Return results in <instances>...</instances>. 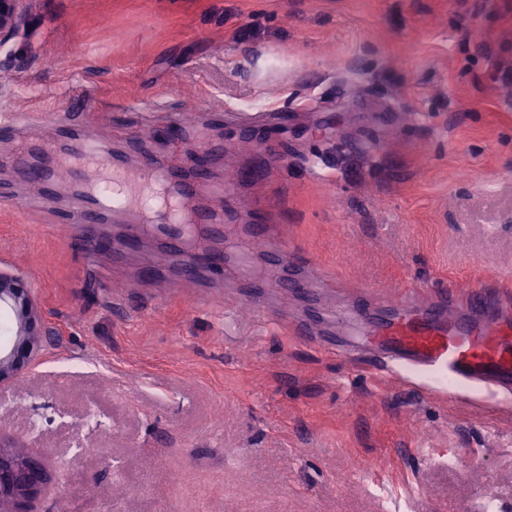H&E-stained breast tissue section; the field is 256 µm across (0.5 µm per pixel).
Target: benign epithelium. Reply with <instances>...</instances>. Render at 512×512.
I'll return each instance as SVG.
<instances>
[{
	"label": "benign epithelium",
	"mask_w": 512,
	"mask_h": 512,
	"mask_svg": "<svg viewBox=\"0 0 512 512\" xmlns=\"http://www.w3.org/2000/svg\"><path fill=\"white\" fill-rule=\"evenodd\" d=\"M33 0H0V48L28 24ZM0 315L9 326L0 339V386L39 360L40 337L49 335L39 301L25 277L0 268ZM46 481L44 464L0 439V512H24L22 501Z\"/></svg>",
	"instance_id": "obj_1"
}]
</instances>
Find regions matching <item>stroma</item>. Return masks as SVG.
<instances>
[{"mask_svg":"<svg viewBox=\"0 0 512 512\" xmlns=\"http://www.w3.org/2000/svg\"><path fill=\"white\" fill-rule=\"evenodd\" d=\"M512 0H34L0 50V188L40 185L18 139L94 140L140 172L206 154L191 199L226 225L270 226L191 277L134 211L82 230L77 199L0 208V266L32 285L54 334L0 389V438L46 467L27 512H512V421L448 404L253 321L252 302L335 305L363 322L391 290L483 284L512 310ZM229 184L222 199L215 188ZM238 299L231 321L192 314ZM180 482H173V475Z\"/></svg>","mask_w":512,"mask_h":512,"instance_id":"obj_1","label":"stroma"}]
</instances>
